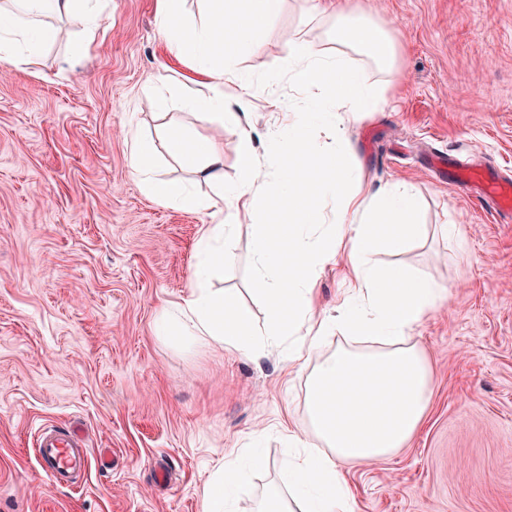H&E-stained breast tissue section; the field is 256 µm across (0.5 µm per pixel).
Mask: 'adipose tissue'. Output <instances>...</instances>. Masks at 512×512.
Instances as JSON below:
<instances>
[{"mask_svg":"<svg viewBox=\"0 0 512 512\" xmlns=\"http://www.w3.org/2000/svg\"><path fill=\"white\" fill-rule=\"evenodd\" d=\"M207 24L185 22L184 0H157L158 28L173 46H190L192 63L211 91L188 99L212 121L230 122L238 138L237 180L224 179V149L214 139L192 137L178 126L163 136L167 153L199 181L215 187L203 200L184 183L159 178L154 157L132 137L129 166L155 200L208 211L187 293L159 311L156 336L188 346L202 343L245 358L277 353L290 366L309 368L306 425L288 431L287 467L254 502V512H354L344 477L348 466L369 464L404 448L419 431L431 398L428 357L415 328L438 311L447 290L434 279L398 265L382 266L377 253L400 255L424 235L417 222L420 198L409 185L378 189L363 184L345 138L347 122L379 111L382 88L367 68L397 69L402 53L395 21L348 5L306 0L303 16L320 21L326 46L301 32L288 35L283 75L303 97L284 121L257 131L247 112L251 74L239 59L260 52L257 34L279 16L284 0H208ZM76 0H0V62L37 67L35 43L50 41L42 17L74 12ZM334 131V146L315 137ZM249 224L256 256V299L268 322L257 328L248 306L217 289L231 261L229 243ZM344 259L348 287L332 315L312 308L314 281L328 263ZM299 272L286 276V262ZM343 334L346 342L329 347ZM253 447L224 457L199 497V512H238L245 464L264 466Z\"/></svg>","mask_w":512,"mask_h":512,"instance_id":"ef3b65f1","label":"adipose tissue"}]
</instances>
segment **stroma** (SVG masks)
Here are the masks:
<instances>
[{
  "label": "stroma",
  "mask_w": 512,
  "mask_h": 512,
  "mask_svg": "<svg viewBox=\"0 0 512 512\" xmlns=\"http://www.w3.org/2000/svg\"><path fill=\"white\" fill-rule=\"evenodd\" d=\"M354 2L396 21L405 51L382 109L346 137L372 187L403 180L419 193L428 229L407 253L377 259L448 291L415 331L433 368L426 422L392 456L347 469L356 512H512V223L427 169L429 152L449 151L512 178V0ZM302 5L286 0L260 34L262 73L280 72ZM79 10L99 18L90 51L78 16H51L37 69L0 63V512H198L225 454L262 430L268 466L239 503L250 512L286 457L284 432L306 424V375L275 354L254 362L155 336L158 312L187 290L209 218L141 191L126 133L182 182L194 176L164 152V126L222 141L228 182L237 138L182 107L188 69L167 51L156 0ZM250 101L263 131L298 96L259 80ZM449 223L466 255L442 236ZM253 260L243 225L220 283L227 297L251 303ZM44 426L79 431L89 467L75 482L41 471Z\"/></svg>",
  "instance_id": "obj_1"
}]
</instances>
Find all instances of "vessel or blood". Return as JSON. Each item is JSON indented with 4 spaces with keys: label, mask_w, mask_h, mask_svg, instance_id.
Listing matches in <instances>:
<instances>
[{
    "label": "vessel or blood",
    "mask_w": 512,
    "mask_h": 512,
    "mask_svg": "<svg viewBox=\"0 0 512 512\" xmlns=\"http://www.w3.org/2000/svg\"><path fill=\"white\" fill-rule=\"evenodd\" d=\"M438 179L476 195L487 210L512 222V182L502 179L494 170L466 164L452 156L447 170L439 172ZM38 455L43 470L54 480L84 471L88 464L87 450L73 431L43 430Z\"/></svg>",
    "instance_id": "1"
}]
</instances>
